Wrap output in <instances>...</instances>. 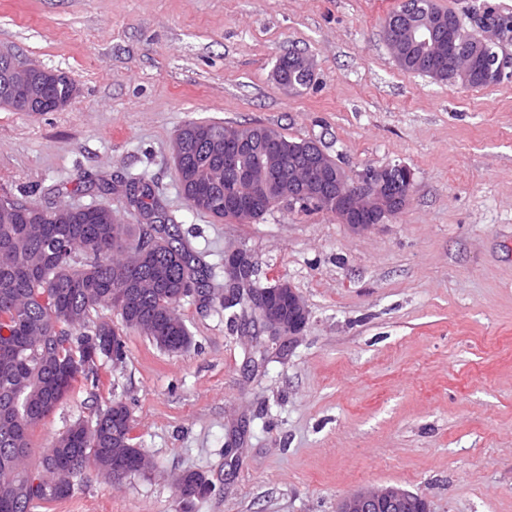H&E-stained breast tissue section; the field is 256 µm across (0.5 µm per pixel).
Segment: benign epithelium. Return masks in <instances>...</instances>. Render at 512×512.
<instances>
[{"mask_svg": "<svg viewBox=\"0 0 512 512\" xmlns=\"http://www.w3.org/2000/svg\"><path fill=\"white\" fill-rule=\"evenodd\" d=\"M458 21L448 17L435 0L414 4L404 0L401 10L386 23L384 40L399 67H412L450 84L474 87L505 76L512 60L484 66L487 49L498 44L501 33L484 27L482 37L468 44L457 39ZM314 69L304 54H293L278 63L275 77L289 92ZM59 77L50 70L34 73L12 67L0 72V94L24 112L45 110L46 84ZM213 153L224 155V171L249 184L250 196L238 198L239 216L248 217L265 202L320 203L339 220L354 228L385 224L410 199L408 187L415 173L406 164L364 168L354 181L314 141H294L269 129L248 127L224 141L212 142ZM255 268L244 249L224 253V305H234L247 295L258 321L278 341V349L290 347L305 328L309 313L295 288L279 280L255 288ZM336 512H428L424 498L398 487L363 490L341 500Z\"/></svg>", "mask_w": 512, "mask_h": 512, "instance_id": "obj_1", "label": "benign epithelium"}]
</instances>
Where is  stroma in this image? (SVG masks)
<instances>
[{"label": "stroma", "mask_w": 512, "mask_h": 512, "mask_svg": "<svg viewBox=\"0 0 512 512\" xmlns=\"http://www.w3.org/2000/svg\"><path fill=\"white\" fill-rule=\"evenodd\" d=\"M401 0H0V50L62 73L75 94L31 114L0 105V197L102 206L138 230L122 192L142 177L190 250L224 283L246 249L266 286L291 283L309 320L288 351L184 298L192 337L169 354L128 333L34 430L30 459L90 406L128 403L149 461L35 512H336L397 486L430 512H512V77L487 88L399 69L381 34ZM467 30L512 0H437ZM309 55L311 87L288 93L277 61ZM189 121L264 125L313 139L348 175L403 163L409 204L352 228L280 207L250 224L188 208L172 143ZM212 485L183 503L173 480Z\"/></svg>", "instance_id": "obj_1"}]
</instances>
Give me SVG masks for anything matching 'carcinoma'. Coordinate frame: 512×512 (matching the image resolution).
Listing matches in <instances>:
<instances>
[{"instance_id": "carcinoma-1", "label": "carcinoma", "mask_w": 512, "mask_h": 512, "mask_svg": "<svg viewBox=\"0 0 512 512\" xmlns=\"http://www.w3.org/2000/svg\"><path fill=\"white\" fill-rule=\"evenodd\" d=\"M208 129L222 139L229 128L208 121L186 123L174 152L178 180L189 208L221 220H239L224 209V190L247 191L236 180L225 185L224 164L195 135ZM130 206L146 220L138 235L112 212L48 210L35 202L9 200L0 209V501L13 512H31L37 502L59 499L45 489L70 491L94 472L120 481L112 461L127 474L141 471L145 455L133 443L127 409L109 406L90 421L78 420L29 463L34 428L74 391L76 383L97 386V361L126 356L123 331L110 321H92L106 305L123 326L176 354L191 343L177 313L185 288L200 289L201 302L216 299L212 271L177 244V225L149 183H121Z\"/></svg>"}]
</instances>
